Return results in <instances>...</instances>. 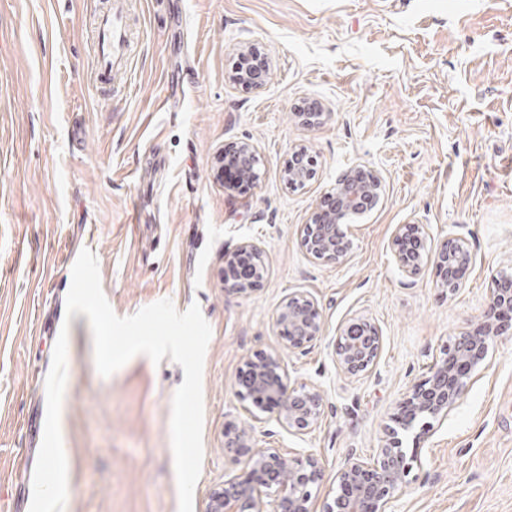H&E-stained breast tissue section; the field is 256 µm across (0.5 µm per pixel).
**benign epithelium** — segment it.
Wrapping results in <instances>:
<instances>
[{
  "instance_id": "obj_1",
  "label": "benign epithelium",
  "mask_w": 512,
  "mask_h": 512,
  "mask_svg": "<svg viewBox=\"0 0 512 512\" xmlns=\"http://www.w3.org/2000/svg\"><path fill=\"white\" fill-rule=\"evenodd\" d=\"M267 72L248 68L228 75L229 82L251 89L263 86ZM238 161L243 179H258V155L253 144L238 145ZM311 148L298 143L288 150L282 177L291 187L304 185L314 173ZM384 198L381 173L368 164H358L344 172L336 185L316 205L303 225L301 242L305 253L324 263L340 264L353 249L351 216L375 209ZM425 225L400 224L391 240L393 261L402 275L418 276L428 265L436 271L435 285L455 292L463 286V276L473 262L466 239L445 236L433 250L425 244ZM244 263L240 275H225V292L248 294L263 279L265 251L253 240L241 242L228 262L229 270ZM486 308L476 328L459 333L448 354L433 365L427 379L412 387L392 415L394 425L384 430L378 456L371 464L350 460L336 474L338 491L316 510L312 489L322 480L316 458H290L275 448L254 451L252 433L244 425L231 423L224 432V447L234 456H250L251 468L243 477L227 479L213 492L210 512H391L396 491L407 482L410 464L401 435L414 433L421 442L435 433L434 423H442L467 389L474 384L482 361L481 352L493 336L512 328V268L492 277ZM273 325L287 339L288 348L299 349L321 337L323 315L318 302L307 294L285 299L273 315ZM382 349V334L367 318L348 320L338 330L335 354L341 370L353 377L370 373ZM285 368L278 355L245 361L241 395L277 409L289 430L307 434L318 424L324 400L321 394L284 381Z\"/></svg>"
}]
</instances>
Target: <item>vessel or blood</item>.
Masks as SVG:
<instances>
[{
	"mask_svg": "<svg viewBox=\"0 0 512 512\" xmlns=\"http://www.w3.org/2000/svg\"><path fill=\"white\" fill-rule=\"evenodd\" d=\"M98 46L96 69L102 86H110L116 73L128 71L136 48L130 0H106L95 18Z\"/></svg>",
	"mask_w": 512,
	"mask_h": 512,
	"instance_id": "1",
	"label": "vessel or blood"
}]
</instances>
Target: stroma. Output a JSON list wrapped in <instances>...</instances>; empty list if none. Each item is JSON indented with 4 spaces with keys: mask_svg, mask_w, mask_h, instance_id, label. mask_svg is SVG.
<instances>
[{
    "mask_svg": "<svg viewBox=\"0 0 512 512\" xmlns=\"http://www.w3.org/2000/svg\"><path fill=\"white\" fill-rule=\"evenodd\" d=\"M102 2L0 0V512L32 497L42 380L63 331L64 512H179L170 422L183 369L140 354L98 373L87 316L63 313L85 248L117 315L167 298L181 312L199 305L211 326L194 512L248 467L224 454L233 421L250 426L254 447L313 455L324 501L349 458H375L397 403L512 264V0H134L139 46L113 94L93 67ZM247 44L267 55L257 90L227 79ZM309 101L325 113L313 130L292 119ZM243 141L260 178L241 196L215 156ZM296 143L316 165L291 188L281 168ZM359 163L381 171L384 200L355 218L347 261H314L300 228ZM410 221L429 239L468 241L474 261L458 292L436 288L433 269L397 270L391 239ZM246 239L264 248L269 274L233 297L226 259ZM294 292L317 300L324 328L291 350L272 316ZM353 317L383 336L360 378L334 350ZM259 354L280 355L291 383L321 393L311 432H289L241 396L238 372ZM484 364L416 449L395 512H512V335L490 341Z\"/></svg>",
    "mask_w": 512,
    "mask_h": 512,
    "instance_id": "obj_1",
    "label": "stroma"
}]
</instances>
